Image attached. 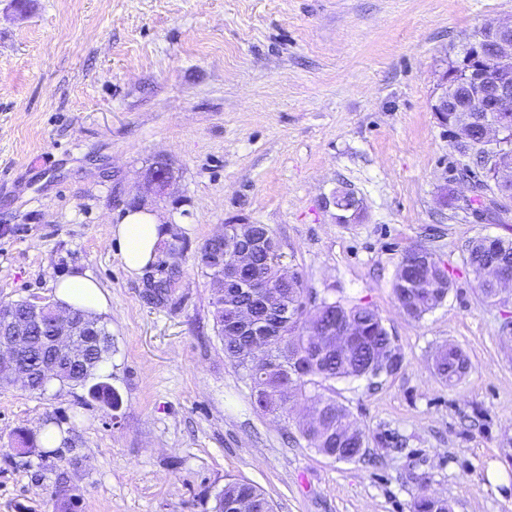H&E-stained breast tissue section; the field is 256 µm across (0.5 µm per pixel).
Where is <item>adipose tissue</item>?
Returning <instances> with one entry per match:
<instances>
[{
	"label": "adipose tissue",
	"instance_id": "obj_1",
	"mask_svg": "<svg viewBox=\"0 0 512 512\" xmlns=\"http://www.w3.org/2000/svg\"><path fill=\"white\" fill-rule=\"evenodd\" d=\"M170 232V227L158 214L143 209L126 212L119 223L110 227L111 237L119 246L123 268L134 278L142 276L155 261L162 241ZM54 288L57 302L64 306L100 310L107 305L101 284L87 274L60 278Z\"/></svg>",
	"mask_w": 512,
	"mask_h": 512
}]
</instances>
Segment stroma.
Masks as SVG:
<instances>
[{"instance_id": "35a3bbf8", "label": "stroma", "mask_w": 512, "mask_h": 512, "mask_svg": "<svg viewBox=\"0 0 512 512\" xmlns=\"http://www.w3.org/2000/svg\"><path fill=\"white\" fill-rule=\"evenodd\" d=\"M491 22L512 23V0H0V301L96 278L120 396L0 387V512H58L59 490L72 512H213L231 479L274 512H410L424 488L451 512H512V302L485 301L467 263L473 240H512V202L486 220L493 194L461 180L471 160L431 110ZM161 158L175 182L158 200L143 175ZM342 190L360 202L344 218ZM140 199L174 230L133 278L109 227ZM240 223L271 229L310 304L369 306L392 336L397 370L322 390L364 458L309 447L303 400L259 410L225 358L198 255ZM417 244L450 288L414 320L393 281ZM446 343L469 362L449 385L431 368ZM50 418L61 444L19 453L17 431Z\"/></svg>"}]
</instances>
